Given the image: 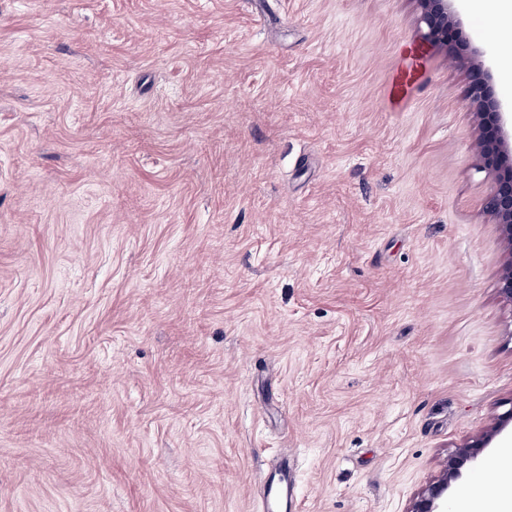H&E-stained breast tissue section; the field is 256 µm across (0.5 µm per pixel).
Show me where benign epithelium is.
Returning a JSON list of instances; mask_svg holds the SVG:
<instances>
[{
	"label": "benign epithelium",
	"mask_w": 512,
	"mask_h": 512,
	"mask_svg": "<svg viewBox=\"0 0 512 512\" xmlns=\"http://www.w3.org/2000/svg\"><path fill=\"white\" fill-rule=\"evenodd\" d=\"M421 44L436 46L448 42V30L455 25L452 0H417ZM467 105L475 111L479 136L477 148L482 166L493 176L494 186L485 209L496 224L511 258L500 276L499 293L512 305V113L486 94L485 78L477 77L469 86ZM512 442V408L497 417L477 438L470 440L448 457L440 473L415 496L410 512H448V493L463 480L488 448Z\"/></svg>",
	"instance_id": "obj_1"
}]
</instances>
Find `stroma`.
<instances>
[{"label":"stroma","instance_id":"35a3bbf8","mask_svg":"<svg viewBox=\"0 0 512 512\" xmlns=\"http://www.w3.org/2000/svg\"><path fill=\"white\" fill-rule=\"evenodd\" d=\"M453 7L0 0V512H409L512 409ZM417 2L420 9L418 22L421 44L436 46L448 43V30L457 21L450 3L452 0H417ZM288 463L275 472L268 474L263 481L262 511L269 509H282L288 512L292 505V485L289 478Z\"/></svg>","mask_w":512,"mask_h":512}]
</instances>
